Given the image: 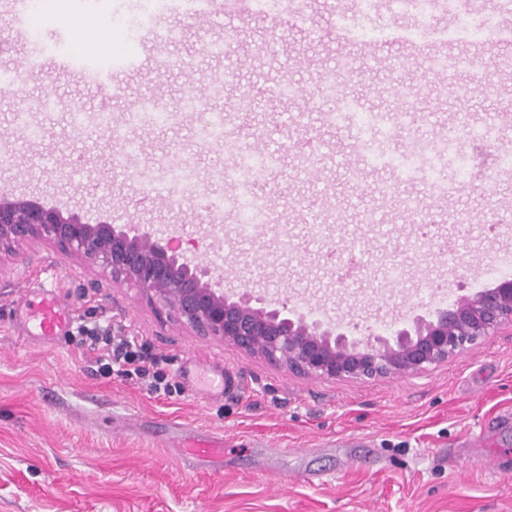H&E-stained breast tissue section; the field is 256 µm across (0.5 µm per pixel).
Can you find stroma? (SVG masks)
<instances>
[{"mask_svg":"<svg viewBox=\"0 0 512 512\" xmlns=\"http://www.w3.org/2000/svg\"><path fill=\"white\" fill-rule=\"evenodd\" d=\"M58 2L57 20L42 29L46 62L0 95V196L194 238L199 260L223 275L225 288L253 289L342 330L431 316L449 297L481 290V267L512 252V166L483 175L474 168L476 153H512V115L482 151L466 137L499 100L512 99V73L494 67L512 46L453 36L465 19L476 24L492 16L512 26V12L491 11L486 0H437L419 20L392 0H371L365 10L361 0H311L306 23L281 31L259 9L233 29L174 14L170 64L128 70L127 94L115 100L106 92L87 98L54 58H84L80 33L97 28L114 35L113 56L124 55L140 40L142 15L160 13L158 0H108L104 13L114 23L99 27L85 19L84 0ZM343 13L363 28V38L330 34ZM418 21L447 39L395 43L371 36L384 27L409 31ZM218 39L231 42L244 63L238 82L220 92L213 82L226 63L205 51ZM449 51L474 56L475 68L460 75L440 69L436 60ZM343 55L354 60L347 73L336 67ZM397 57L409 66L396 82L389 63ZM289 79L306 84L304 100L239 110L238 83ZM324 80L345 83L355 96L351 122L302 121L301 111L317 110L314 91ZM485 80L496 85L498 99H478L471 112H460L451 86ZM401 82L415 92L410 104L419 122L379 129L394 162L370 167L363 182H354L347 167L370 148L360 126L388 111ZM49 91L65 104L89 100L111 109L119 123L142 97L175 104L191 92L223 113L235 143H199L194 130L205 122L203 112L187 113L176 128L132 125L128 135L141 150L118 171L105 132L72 128L65 105L41 108ZM20 113L41 128L39 140L21 134ZM449 125L459 132L448 153L459 184L450 196L436 188L435 171L412 179L399 167L409 141L431 149ZM306 141L319 152L305 176L296 172L295 147ZM238 146L281 159L265 177L274 218L242 242L234 234L232 193L214 177L216 167L234 169ZM179 162L193 167V180L165 184L167 168ZM382 180L391 183L389 194L372 192ZM156 184L162 190L154 203L148 193ZM211 199L224 200L221 214L207 209ZM366 211L379 223H362ZM285 236L296 258L281 253ZM393 263L401 267L396 284L386 276ZM96 277L88 262L62 259L47 242L29 246L23 263L0 259V512H512V327L422 374L323 380L196 335L137 288H98ZM46 285L76 322L48 344L25 340L19 327L25 297ZM80 324L122 326L182 382L181 395L158 396L141 383L100 376L97 352L77 336ZM193 362L204 384L217 368L237 375L239 394L198 393L183 376ZM173 420L223 434V470L184 471L160 443Z\"/></svg>","mask_w":512,"mask_h":512,"instance_id":"stroma-1","label":"stroma"}]
</instances>
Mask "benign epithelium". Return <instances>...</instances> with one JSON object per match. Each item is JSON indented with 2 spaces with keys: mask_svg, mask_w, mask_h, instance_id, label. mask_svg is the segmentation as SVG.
<instances>
[{
  "mask_svg": "<svg viewBox=\"0 0 512 512\" xmlns=\"http://www.w3.org/2000/svg\"><path fill=\"white\" fill-rule=\"evenodd\" d=\"M48 240L66 258L91 262L104 281L130 285L182 324L250 355L306 376L371 380L424 373L512 325V276L448 299L435 316L417 315L367 339L251 291L224 290L223 277L193 262L142 224L91 223L24 197L0 198V257L25 260L24 247Z\"/></svg>",
  "mask_w": 512,
  "mask_h": 512,
  "instance_id": "obj_1",
  "label": "benign epithelium"
}]
</instances>
